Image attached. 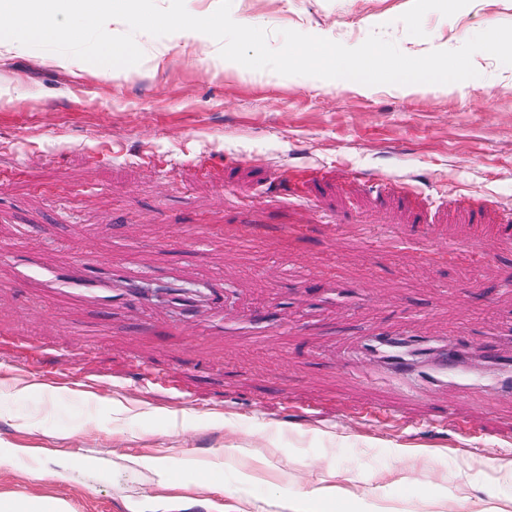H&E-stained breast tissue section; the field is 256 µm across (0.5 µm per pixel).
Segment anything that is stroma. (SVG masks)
<instances>
[{"label": "stroma", "instance_id": "1", "mask_svg": "<svg viewBox=\"0 0 512 512\" xmlns=\"http://www.w3.org/2000/svg\"><path fill=\"white\" fill-rule=\"evenodd\" d=\"M234 21L410 56L512 24V0H232ZM127 73L0 58V251L198 289L104 309L0 261V495L69 512H356L512 500V395L418 387L369 337L512 357V66L363 86L222 67L193 39ZM388 179L404 193L375 191ZM335 233H328V225ZM479 241V268L421 259ZM235 456H225V449ZM169 462L162 482L146 460ZM325 490V488L314 487L302 493L297 497L295 505L290 506L288 502V509L293 512H324L320 510L321 505L329 498Z\"/></svg>", "mask_w": 512, "mask_h": 512}]
</instances>
